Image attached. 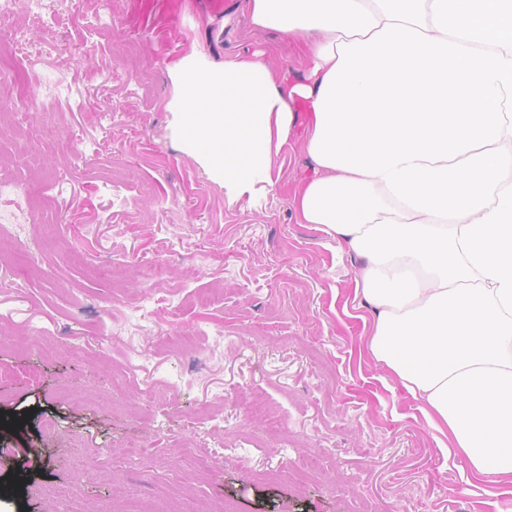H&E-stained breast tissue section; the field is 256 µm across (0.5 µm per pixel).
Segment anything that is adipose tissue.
<instances>
[{"mask_svg":"<svg viewBox=\"0 0 512 512\" xmlns=\"http://www.w3.org/2000/svg\"><path fill=\"white\" fill-rule=\"evenodd\" d=\"M300 42L286 79L256 50L169 67L187 141L228 200L272 192L297 124L292 195L355 257L369 356L473 474L512 481V0H239Z\"/></svg>","mask_w":512,"mask_h":512,"instance_id":"ef3b65f1","label":"adipose tissue"}]
</instances>
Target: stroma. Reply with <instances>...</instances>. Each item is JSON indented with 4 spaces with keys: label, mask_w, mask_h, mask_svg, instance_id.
Instances as JSON below:
<instances>
[{
    "label": "stroma",
    "mask_w": 512,
    "mask_h": 512,
    "mask_svg": "<svg viewBox=\"0 0 512 512\" xmlns=\"http://www.w3.org/2000/svg\"><path fill=\"white\" fill-rule=\"evenodd\" d=\"M237 2L44 0L24 29L38 52L0 47V156L56 199L0 239L17 257L0 266V512H512V482L449 457L368 356L344 312L353 262L291 208L301 155L284 185L231 202L185 150L168 66L194 45L215 68L272 44L280 72L307 65ZM46 124L40 161L18 162ZM148 262L166 279L144 281Z\"/></svg>",
    "instance_id": "stroma-1"
}]
</instances>
